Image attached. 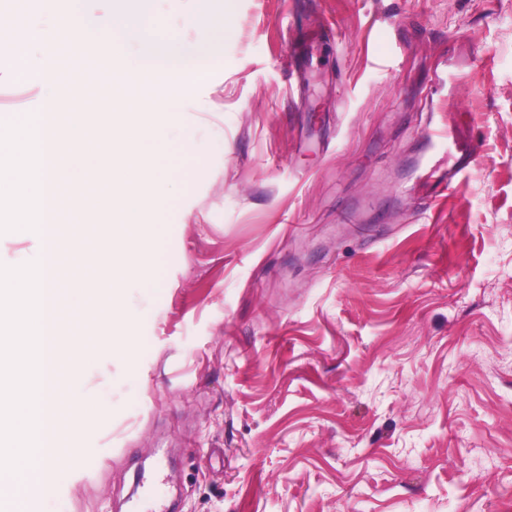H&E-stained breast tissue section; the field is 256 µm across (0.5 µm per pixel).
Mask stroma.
Wrapping results in <instances>:
<instances>
[{"instance_id": "obj_1", "label": "stroma", "mask_w": 512, "mask_h": 512, "mask_svg": "<svg viewBox=\"0 0 512 512\" xmlns=\"http://www.w3.org/2000/svg\"><path fill=\"white\" fill-rule=\"evenodd\" d=\"M198 11L233 32L137 145L160 234L120 316L75 286L100 225L75 267L0 234V264L71 268L80 387L59 396V479L23 512H129L160 463L177 512H512V0H150L142 25L191 39ZM41 17L0 0V114L43 110L11 38ZM54 48L84 84L86 43ZM452 99L478 157L432 200L416 167ZM121 164L91 135L68 185L102 195ZM477 448L498 465L476 481Z\"/></svg>"}]
</instances>
